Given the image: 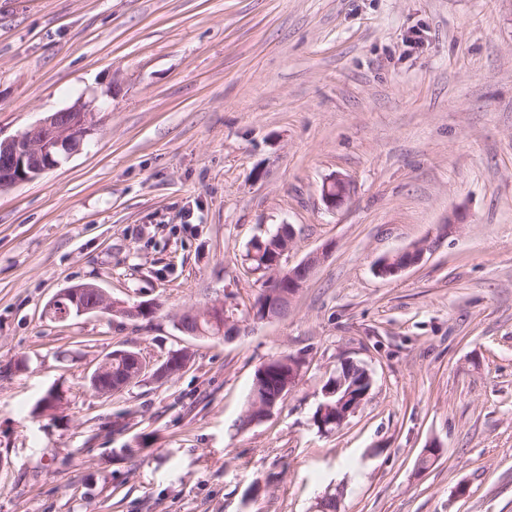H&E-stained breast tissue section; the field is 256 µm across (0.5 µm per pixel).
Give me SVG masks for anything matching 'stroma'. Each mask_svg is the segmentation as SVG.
I'll list each match as a JSON object with an SVG mask.
<instances>
[{"label": "stroma", "mask_w": 512, "mask_h": 512, "mask_svg": "<svg viewBox=\"0 0 512 512\" xmlns=\"http://www.w3.org/2000/svg\"><path fill=\"white\" fill-rule=\"evenodd\" d=\"M80 98L81 149L0 190V512H512V0H0V137ZM283 224L289 265L333 246L288 315L180 332L250 308L246 252ZM84 283L156 310L46 315ZM182 348L172 378L87 388L112 350ZM284 355L294 387L245 424ZM346 361L372 387L324 433ZM349 197L347 182L339 177H333L322 187V198L328 209L336 210L343 206ZM426 251L427 248L425 244H418L387 254L376 261V271L379 275L386 277L398 275L417 264L422 259ZM232 306L228 305L226 302L224 303H216L206 307L204 311L210 320L211 324L219 327L220 335H226V338L229 339L232 336H237L240 331L239 322L233 317L229 315L228 311L232 312ZM290 357L291 356L272 359L270 360V364L267 367H262V364L256 370L252 383V393L255 395V398L250 402L246 411V420L250 419L248 414L255 405L256 397H259L262 402H269L280 395L281 392L284 391V393L282 397L277 401V404L276 399L270 404L257 403L254 410L259 411L260 409L261 412L256 414L253 421H249V423L262 421L269 414L271 409L280 404L290 391L291 388L285 389L288 386V378H291V381L295 382L300 366V364L298 366V364L294 363L293 361H288V359H291ZM288 366L291 367V377H288Z\"/></svg>", "instance_id": "stroma-1"}]
</instances>
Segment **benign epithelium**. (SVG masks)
<instances>
[{
    "label": "benign epithelium",
    "mask_w": 512,
    "mask_h": 512,
    "mask_svg": "<svg viewBox=\"0 0 512 512\" xmlns=\"http://www.w3.org/2000/svg\"><path fill=\"white\" fill-rule=\"evenodd\" d=\"M96 107L94 102L78 101L72 106L47 115L24 132L6 140H0V189L41 175L48 169L59 164V159L78 150L93 129ZM349 197L347 182L339 177H333L322 187V198L331 210L343 206ZM295 231L292 226H282L273 237L282 239L285 248L280 250L274 262V272L271 282L266 285V295L270 299L285 298L293 300L315 268L316 264L331 249L325 246L295 266L286 263L285 255L288 245L292 242ZM427 251L426 245L418 244L409 248L387 254L376 261L375 268L381 276L397 275L417 264ZM117 305L106 292L94 284H79L58 293L48 304V311L56 320H65L71 315L97 313L105 316L116 313ZM227 303H216L206 307L205 313L211 324L219 327L226 338L238 335L239 322L229 311ZM121 353L107 354L88 378L89 387L101 395L100 383L112 382V358ZM344 380L336 376L331 385L323 388V396L329 397L342 393L336 401V417L331 423L340 427L348 417L356 412L364 400L362 395H353L347 391L341 392Z\"/></svg>",
    "instance_id": "7a95c632"
}]
</instances>
